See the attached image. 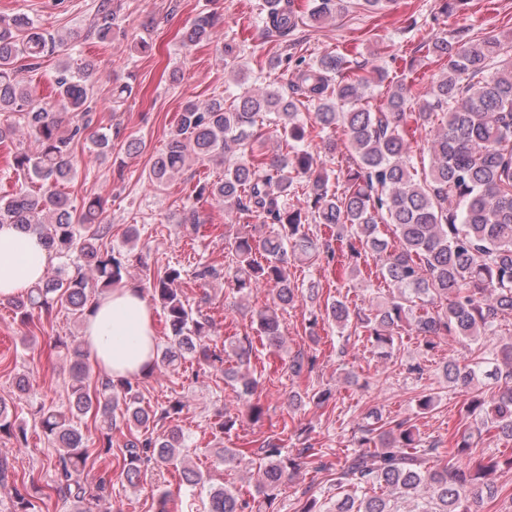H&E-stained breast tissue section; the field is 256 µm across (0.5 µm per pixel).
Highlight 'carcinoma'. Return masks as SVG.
I'll return each mask as SVG.
<instances>
[{"label":"carcinoma","mask_w":512,"mask_h":512,"mask_svg":"<svg viewBox=\"0 0 512 512\" xmlns=\"http://www.w3.org/2000/svg\"><path fill=\"white\" fill-rule=\"evenodd\" d=\"M345 0H316L312 20H326L344 9ZM261 18L275 36L288 39L298 22L294 0H267ZM117 7L102 0L94 30L106 42L117 31ZM218 18L199 15L182 37L190 47L210 39ZM429 51L446 59L444 71L424 94L421 111H408L412 87L405 82H387L382 70L375 76L347 73L349 61L326 54L315 63L303 58L294 62L276 59L275 65L291 69L292 94L266 89L247 92L231 101L212 98L188 101L177 124L169 132L165 148L158 153L148 173L154 187L165 185L190 161L217 162L224 177L196 187L199 198H208L224 209L255 217L259 223L229 242V271L199 263L192 278L201 286L224 277L232 293L249 295L269 287L273 306L259 310L253 323L263 345L283 343L276 307L301 299L314 301L318 286L299 292L288 274V255L322 253L327 265L341 251L351 272L360 275L373 260L375 270L367 276L382 278L398 294L379 299L376 292L361 304L349 306L336 298L326 302L327 319L343 331L363 336L383 357L390 356L411 332L431 350L436 339L458 336L476 341L496 335L502 320L512 316V64L494 67L502 43L495 37L459 43L448 37L431 42ZM50 53L65 60L57 68L55 94L39 99L21 76L16 63L22 59L35 68ZM224 64L236 78L244 77L236 48L224 45ZM93 63L72 58L71 48L61 38L37 30L24 14L0 16V144L22 133L33 139V153L21 151L12 159L18 175L39 184L40 193L26 186L0 196V224H14L44 239L49 253L60 258L76 255L82 264L69 272L45 276L42 283L12 300L29 325L34 318L50 316L57 307L83 315L88 290L102 293L122 283L127 272L125 256L104 248L112 238V225L105 221L102 200L91 197L76 205L58 187L71 181L77 168L72 144L90 138L100 157L112 154V140L91 131L93 89L87 84ZM387 83L385 107L373 110L366 103L373 85ZM314 109L321 131V150L336 151L333 133L342 130L356 166L339 174L326 168L320 153L303 147L305 111ZM443 113L431 145L427 168L418 172L406 152L409 123H426ZM280 134L285 149L270 154L257 148L265 143L264 128ZM306 179L307 213L288 205L296 181ZM327 226L338 247L314 240L308 220ZM393 226L399 240L390 248L380 225ZM181 270L168 267L148 278V285L164 310L169 345L157 352L149 374L187 370L186 363L224 371V379L241 383L242 416L253 423L263 420L260 400L253 399L256 381L224 368L227 351L208 342L209 321L200 310L182 300L176 288ZM240 364L250 362L254 349L249 336L230 342ZM77 358L72 368L68 407L47 411L41 427L57 447L50 462L56 491L71 499L78 512L86 497L84 471L90 439L71 424L70 416L92 413L100 424L98 447H112L115 412L121 411L130 439L125 444L123 475L138 481L141 467L173 470L190 486L205 483L202 475L186 464L183 433L173 428L162 435L150 429L155 418L169 419L182 411L171 402L156 410L140 406L138 386L131 378H101L90 384L89 371L78 362L85 350L73 348ZM496 364L484 377L498 384L487 392L474 389L476 370L488 357ZM313 358L298 352L289 369L298 376L313 367ZM447 383L466 393L462 411L484 415L485 432L512 442V342L482 345L463 360L452 359L443 367ZM0 433L26 446L24 426L9 416L0 401ZM354 447L336 463V489H347L336 499L334 512H391L384 494L375 489H402L417 498L434 500L436 507L418 512H471L472 494L501 496L506 485L495 476L512 473V452L478 455L477 442L463 433L448 453L440 442L425 441L414 425L387 422L370 411L358 425ZM246 452L219 448L216 459L224 464L241 463ZM323 451L310 443L294 456L283 453L280 439L273 437L261 448L257 495L243 498L224 488H213L207 512H275L278 492L293 477L303 460L327 471ZM374 494H369V491Z\"/></svg>","instance_id":"1"}]
</instances>
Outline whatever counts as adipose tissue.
<instances>
[{
	"label": "adipose tissue",
	"mask_w": 512,
	"mask_h": 512,
	"mask_svg": "<svg viewBox=\"0 0 512 512\" xmlns=\"http://www.w3.org/2000/svg\"><path fill=\"white\" fill-rule=\"evenodd\" d=\"M50 253L39 235L0 226V301L33 288L45 275ZM95 365L112 377H138L158 345L153 311L141 289L120 286L102 295L83 326Z\"/></svg>",
	"instance_id": "obj_1"
}]
</instances>
